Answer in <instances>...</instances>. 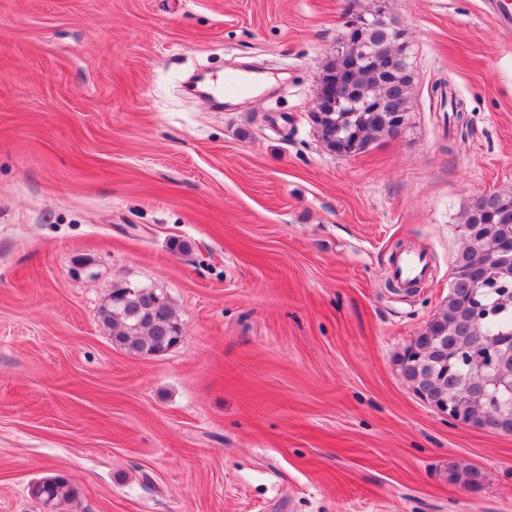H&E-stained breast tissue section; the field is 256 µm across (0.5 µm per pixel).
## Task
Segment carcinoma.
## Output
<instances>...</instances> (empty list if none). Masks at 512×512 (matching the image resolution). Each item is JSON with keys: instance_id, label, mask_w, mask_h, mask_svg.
Instances as JSON below:
<instances>
[{"instance_id": "1", "label": "carcinoma", "mask_w": 512, "mask_h": 512, "mask_svg": "<svg viewBox=\"0 0 512 512\" xmlns=\"http://www.w3.org/2000/svg\"><path fill=\"white\" fill-rule=\"evenodd\" d=\"M403 33L394 17L381 15L367 31L366 43L348 47L347 53L325 64L327 68L356 65L351 84L336 86L341 102L373 100L381 111L370 114L360 108L334 109L324 116L317 132L331 152L346 148L360 134L371 140L388 135L385 115L410 109L412 80L408 47L400 49L390 78L377 70L379 46L388 38ZM463 232L475 236L488 248L485 255L472 249L461 251L454 265L446 301L435 319L438 335L444 337L448 363L444 366H411L401 375L420 378L434 391L448 390V399L456 397L468 381L477 379L472 364L481 359L497 362L512 342V261L499 260L501 251L512 255V194L493 192L477 198L463 211ZM102 322L112 328V340L134 356L158 355L170 349L180 330L171 304L157 312L146 295V288L134 287V293L120 301L111 298L100 312ZM492 402L481 407L463 406L474 426L491 429L507 412L512 395L490 394ZM448 480L472 490L484 485V471L457 461L448 462ZM31 498L45 505L61 507L71 503L75 493L69 482L60 476L43 478L28 487Z\"/></svg>"}]
</instances>
